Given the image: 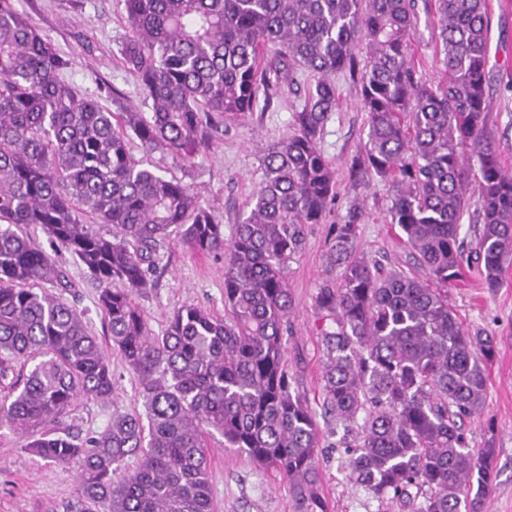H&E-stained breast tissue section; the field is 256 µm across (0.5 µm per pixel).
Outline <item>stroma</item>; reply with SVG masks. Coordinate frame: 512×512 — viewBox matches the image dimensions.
Returning a JSON list of instances; mask_svg holds the SVG:
<instances>
[{"mask_svg": "<svg viewBox=\"0 0 512 512\" xmlns=\"http://www.w3.org/2000/svg\"><path fill=\"white\" fill-rule=\"evenodd\" d=\"M15 6L60 53L72 58L67 78L82 96L107 107L117 97L128 108L146 111L145 95L121 57L127 25L125 0H15ZM488 7L489 124L503 165L512 172V92L506 89L512 83V0H488ZM439 33L434 0H417L410 54L418 78L426 83L437 82L442 75ZM310 82L308 75L298 74L293 83L272 87L269 101L259 102L254 111L223 118L219 138L195 163L166 152H146L136 140L130 143L131 152L164 176L190 185L223 224L225 233H232L265 177L263 150L291 131L293 114L302 107ZM336 83L338 105L329 113L319 141L336 172V197L323 222L308 226L304 248L286 270L294 304L287 369L292 392L319 414L321 489L331 512H417L416 505L405 506L388 496L375 498L351 479L349 455L331 433L335 423L320 414L325 350L316 296L320 288L336 284L343 274L332 245L336 226L348 208L355 204L363 212L357 229L361 255L411 275L422 273L403 244L398 226L388 221V184L373 179L365 187H351V166L366 138L367 115L359 106L358 85L346 75L337 76ZM58 260L70 282L64 298L82 314L110 357L114 393L108 403L78 399L42 430L23 434L0 424V512H67L76 498L79 460L49 463L27 451L29 440L45 430L83 440L102 432L113 412L142 409L137 378L112 347L97 288L84 266L68 254L59 255ZM156 279L155 288L138 300L152 334H162L174 311L185 304L223 316V254L199 253L176 240L164 241L157 252ZM448 303L470 335H489L497 343L494 357L485 364L484 409L467 420L466 430L470 447H483L489 440L495 443V480L487 512H512V266L505 269L500 287L491 289L476 266L464 262L461 278L448 288ZM207 459L214 512H294L287 481L225 447L222 438L210 440Z\"/></svg>", "mask_w": 512, "mask_h": 512, "instance_id": "stroma-1", "label": "stroma"}]
</instances>
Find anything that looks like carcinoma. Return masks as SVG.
I'll return each instance as SVG.
<instances>
[{"mask_svg":"<svg viewBox=\"0 0 512 512\" xmlns=\"http://www.w3.org/2000/svg\"><path fill=\"white\" fill-rule=\"evenodd\" d=\"M125 2L121 55L150 101L147 116L81 96L65 79L71 60L14 0H0V371L30 364L21 388L0 401V423L26 430L78 397L108 403L114 391L109 358L81 313L41 288L68 282L24 232L35 225L96 284L145 411L116 412L84 441L44 434L27 444L56 463L81 460L68 512H213L205 448L216 433L287 478L294 512H329L317 415L291 392L287 371L285 273L336 196L318 141L336 109V76L356 72L361 39L368 131L351 179L389 184V223L426 279L357 254L359 207L336 225L343 277L316 299L323 409L346 430L365 413L357 443L343 445L355 481L375 497L407 503L420 494L418 512H482L496 448H469L465 421L482 410L483 361L496 344L464 331L448 285L461 277L468 213L481 225L487 287L512 262V173L489 128L487 0H434L446 75L436 84L418 80L409 58L415 0ZM298 71L314 83L293 131L264 150L265 178L228 238L190 186L129 152L136 138L191 163L217 132L202 113L251 112L260 88ZM170 237L224 254V317L184 305L155 336L135 296L155 287L154 256ZM132 455L138 466L126 473Z\"/></svg>","mask_w":512,"mask_h":512,"instance_id":"cac0c4a2","label":"carcinoma"}]
</instances>
